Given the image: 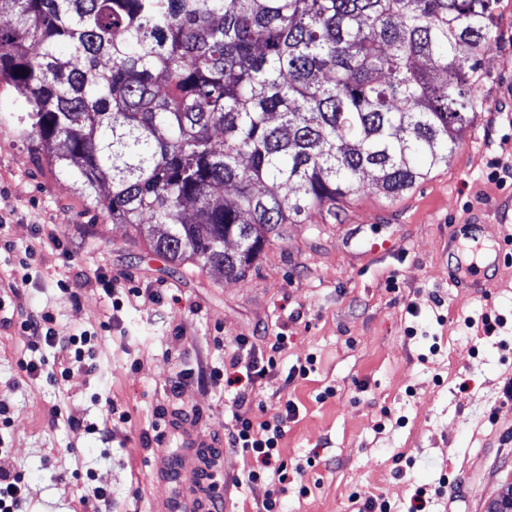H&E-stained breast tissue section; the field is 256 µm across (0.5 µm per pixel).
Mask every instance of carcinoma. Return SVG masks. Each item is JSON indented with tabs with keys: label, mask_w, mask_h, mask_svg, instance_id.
Segmentation results:
<instances>
[{
	"label": "carcinoma",
	"mask_w": 512,
	"mask_h": 512,
	"mask_svg": "<svg viewBox=\"0 0 512 512\" xmlns=\"http://www.w3.org/2000/svg\"><path fill=\"white\" fill-rule=\"evenodd\" d=\"M498 3L0 0V81L18 135L112 223L236 277L366 173L395 198L448 163L487 107ZM487 512H512V484Z\"/></svg>",
	"instance_id": "carcinoma-1"
}]
</instances>
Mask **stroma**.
<instances>
[{"instance_id": "stroma-1", "label": "stroma", "mask_w": 512, "mask_h": 512, "mask_svg": "<svg viewBox=\"0 0 512 512\" xmlns=\"http://www.w3.org/2000/svg\"><path fill=\"white\" fill-rule=\"evenodd\" d=\"M498 12V38L476 75L487 109L447 164L399 197L368 188L339 219L312 211L283 225L236 278L172 268L147 237L112 223L18 136L9 114L20 95L0 82V225L14 244L0 257V402L11 419L0 444L25 477L22 512H76L88 484L110 491L116 512H161L176 487L155 479V449L141 438L160 408L164 447H185L190 430L223 445L207 481L224 512H259L267 484L243 494L232 485L254 464L224 445L238 411L233 391L192 381L175 395L167 380L223 369L237 339L259 355L278 336L288 344L252 398L262 419L286 401L298 406L281 442L286 512H350L353 494L407 512L418 489L428 512H486L512 484V401L503 397L512 259L490 268L476 293L450 281L448 265L468 225H483L489 240L512 235V217L498 221L512 180L487 178L495 158L512 155V0ZM382 242L390 251H374ZM100 272L136 288L120 312L94 284ZM9 309L50 310L64 335L95 333L96 371L26 378L19 363L31 353L18 324H6ZM484 314L503 319L496 335L465 326ZM309 356L313 372L288 380ZM113 407L129 422L113 420ZM69 414L83 427H69Z\"/></svg>"}]
</instances>
